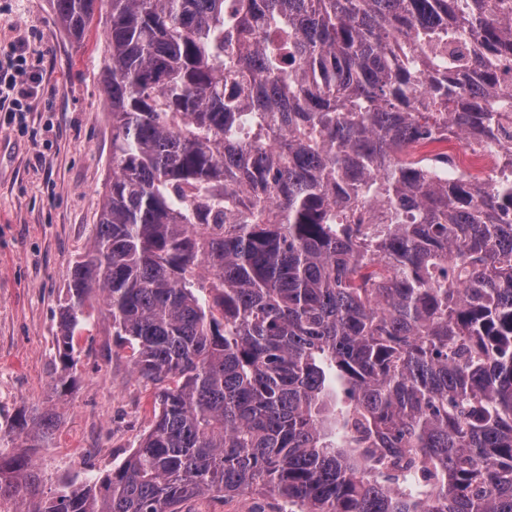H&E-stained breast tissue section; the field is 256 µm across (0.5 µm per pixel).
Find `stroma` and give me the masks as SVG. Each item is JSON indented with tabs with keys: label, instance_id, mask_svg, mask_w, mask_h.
I'll use <instances>...</instances> for the list:
<instances>
[{
	"label": "stroma",
	"instance_id": "35a3bbf8",
	"mask_svg": "<svg viewBox=\"0 0 512 512\" xmlns=\"http://www.w3.org/2000/svg\"><path fill=\"white\" fill-rule=\"evenodd\" d=\"M24 42L42 75L24 121L0 125V454L20 450L10 436L22 412L57 400L60 423L49 447L30 449L43 496L122 463L151 429L154 386L134 368L103 302L74 345V384L53 392L54 347L67 275L87 251L112 178L109 105L101 81L105 24L81 40L62 29L52 0H0V58ZM275 512L272 497L204 495L182 512Z\"/></svg>",
	"mask_w": 512,
	"mask_h": 512
}]
</instances>
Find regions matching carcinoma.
I'll use <instances>...</instances> for the list:
<instances>
[{
	"label": "carcinoma",
	"mask_w": 512,
	"mask_h": 512,
	"mask_svg": "<svg viewBox=\"0 0 512 512\" xmlns=\"http://www.w3.org/2000/svg\"><path fill=\"white\" fill-rule=\"evenodd\" d=\"M82 37L99 0H53ZM112 181L71 269L64 395L95 294L156 422L32 512H512V166L445 175L451 127L512 141V0H108ZM53 408L22 414L27 447ZM25 453L0 502L39 494ZM260 507L263 510H254ZM181 512H275L276 501L270 496L242 494L233 498L217 495H204L188 500Z\"/></svg>",
	"instance_id": "cac0c4a2"
}]
</instances>
